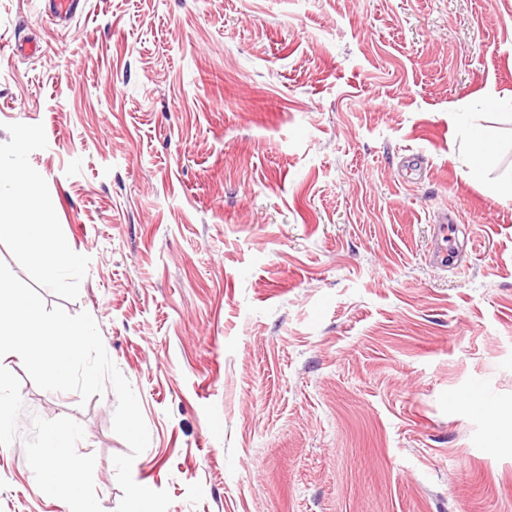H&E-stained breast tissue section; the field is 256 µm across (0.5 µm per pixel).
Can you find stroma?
Here are the masks:
<instances>
[{
  "label": "stroma",
  "mask_w": 512,
  "mask_h": 512,
  "mask_svg": "<svg viewBox=\"0 0 512 512\" xmlns=\"http://www.w3.org/2000/svg\"><path fill=\"white\" fill-rule=\"evenodd\" d=\"M33 42L37 53L20 52ZM512 0H0V165L41 179L79 272L0 261L89 312L150 433L168 512H512ZM495 127L471 171L467 130ZM24 153H17V145ZM452 214L467 256H431ZM0 512L77 432L116 512L113 390L0 360Z\"/></svg>",
  "instance_id": "obj_1"
}]
</instances>
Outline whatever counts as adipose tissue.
I'll return each mask as SVG.
<instances>
[{
    "mask_svg": "<svg viewBox=\"0 0 512 512\" xmlns=\"http://www.w3.org/2000/svg\"><path fill=\"white\" fill-rule=\"evenodd\" d=\"M9 186V194H0V235L18 240L28 253L44 259L51 267L76 270L81 257L62 237L54 235L47 215L39 205V179L22 165L0 166V187ZM73 435L66 428L49 430L43 441L44 453L39 469V488L54 494L60 490L79 493L88 458L72 451Z\"/></svg>",
    "mask_w": 512,
    "mask_h": 512,
    "instance_id": "obj_1",
    "label": "adipose tissue"
}]
</instances>
